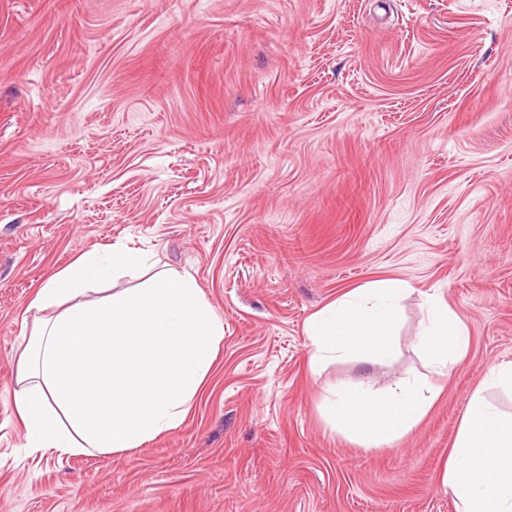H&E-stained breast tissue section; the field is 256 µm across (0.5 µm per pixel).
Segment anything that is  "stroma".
<instances>
[{
    "label": "stroma",
    "mask_w": 512,
    "mask_h": 512,
    "mask_svg": "<svg viewBox=\"0 0 512 512\" xmlns=\"http://www.w3.org/2000/svg\"><path fill=\"white\" fill-rule=\"evenodd\" d=\"M127 243L192 276L224 342L187 420L129 454L26 445L28 305ZM405 281L392 358L309 368V318ZM441 295L467 356L368 451L321 405L429 372ZM512 361V0H0V512H454L470 395Z\"/></svg>",
    "instance_id": "35a3bbf8"
}]
</instances>
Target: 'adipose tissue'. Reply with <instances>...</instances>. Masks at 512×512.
Returning <instances> with one entry per match:
<instances>
[{"instance_id": "ef3b65f1", "label": "adipose tissue", "mask_w": 512, "mask_h": 512, "mask_svg": "<svg viewBox=\"0 0 512 512\" xmlns=\"http://www.w3.org/2000/svg\"><path fill=\"white\" fill-rule=\"evenodd\" d=\"M141 250L87 253L50 275L29 304L39 311L15 361L13 408L31 448L61 456L128 453L178 428L194 407L224 340V321L196 281L165 274L141 287L89 300L94 287L147 266ZM401 280H377L345 292L306 326L311 367L344 357L391 356ZM416 344L439 377L470 347V334L441 300L427 302ZM56 309L54 317L42 311ZM105 401L91 407L79 383ZM512 393V361L489 366L485 386L468 399L443 483L457 512H512V412L487 392ZM440 389L407 379L384 392L333 390L322 411L333 429L378 449L411 430Z\"/></svg>"}]
</instances>
